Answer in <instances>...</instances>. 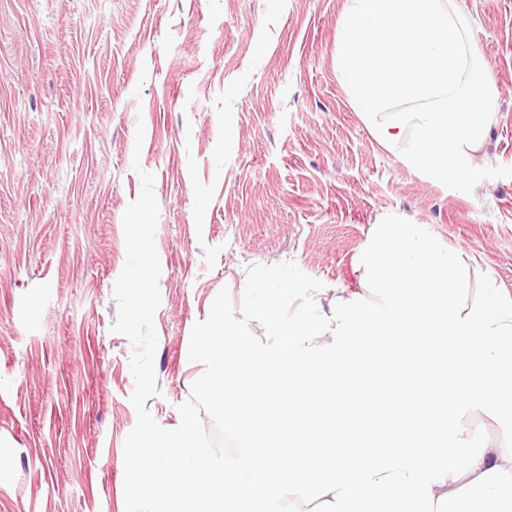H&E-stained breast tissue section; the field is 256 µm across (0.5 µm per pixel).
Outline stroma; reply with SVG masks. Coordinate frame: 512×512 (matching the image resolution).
<instances>
[{"label":"stroma","instance_id":"stroma-1","mask_svg":"<svg viewBox=\"0 0 512 512\" xmlns=\"http://www.w3.org/2000/svg\"><path fill=\"white\" fill-rule=\"evenodd\" d=\"M489 66L474 166H512V0H452ZM349 0H0V512H125L136 424L113 333L122 218L155 176L165 428L203 373L194 324L246 268L292 261L322 314L370 298L361 255L404 217L512 298V178L450 190L382 145L336 70ZM143 144H136L137 126Z\"/></svg>","mask_w":512,"mask_h":512}]
</instances>
